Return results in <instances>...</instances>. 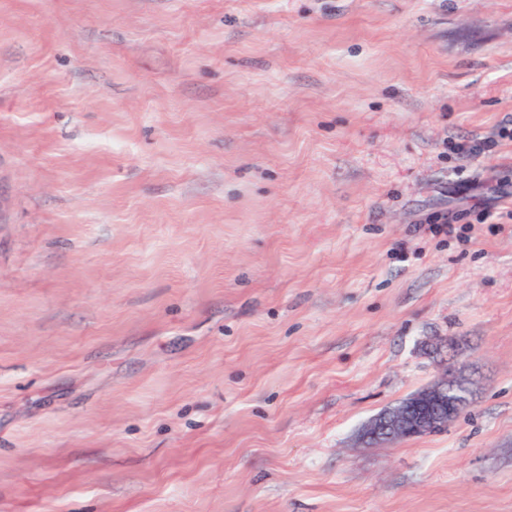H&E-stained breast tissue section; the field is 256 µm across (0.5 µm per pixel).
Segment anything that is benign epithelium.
Here are the masks:
<instances>
[{"label": "benign epithelium", "mask_w": 512, "mask_h": 512, "mask_svg": "<svg viewBox=\"0 0 512 512\" xmlns=\"http://www.w3.org/2000/svg\"><path fill=\"white\" fill-rule=\"evenodd\" d=\"M473 393L472 379L450 372L398 406L376 415L363 428L362 441L387 445L438 432L470 404Z\"/></svg>", "instance_id": "benign-epithelium-1"}]
</instances>
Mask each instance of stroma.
<instances>
[{
	"label": "stroma",
	"instance_id": "stroma-1",
	"mask_svg": "<svg viewBox=\"0 0 512 512\" xmlns=\"http://www.w3.org/2000/svg\"><path fill=\"white\" fill-rule=\"evenodd\" d=\"M0 512H512V0H0ZM473 385L472 379L448 372L433 385L371 419L362 430V441L387 445L441 431L470 404Z\"/></svg>",
	"mask_w": 512,
	"mask_h": 512
}]
</instances>
